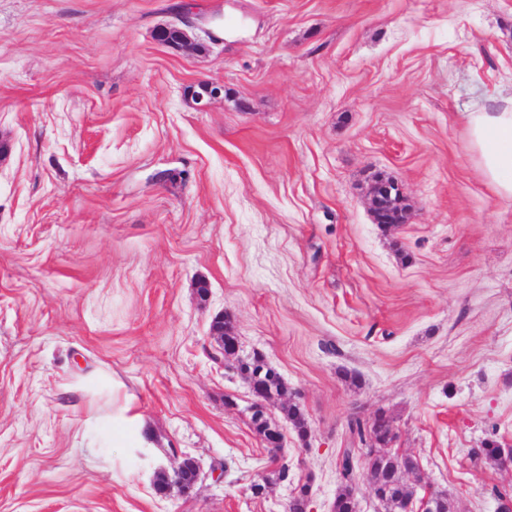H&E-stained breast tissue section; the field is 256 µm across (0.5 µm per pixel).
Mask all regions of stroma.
<instances>
[{"instance_id": "35a3bbf8", "label": "stroma", "mask_w": 512, "mask_h": 512, "mask_svg": "<svg viewBox=\"0 0 512 512\" xmlns=\"http://www.w3.org/2000/svg\"><path fill=\"white\" fill-rule=\"evenodd\" d=\"M198 48L156 39L177 0H0V512H331L348 422L386 411L454 512L512 474V201L463 116L512 91V0H194ZM223 85L196 108L198 80ZM397 180L407 223L367 192ZM208 295L199 298L198 282ZM263 354L309 428L288 480L248 382ZM113 377L157 441L106 448L82 378ZM199 467L164 490L169 447ZM385 190L390 192V186L377 183L370 191V205L374 222L384 226L405 224L407 222V212L401 218V212L393 211L391 207H387L380 194V191L386 194Z\"/></svg>"}]
</instances>
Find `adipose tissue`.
I'll use <instances>...</instances> for the list:
<instances>
[{
    "label": "adipose tissue",
    "mask_w": 512,
    "mask_h": 512,
    "mask_svg": "<svg viewBox=\"0 0 512 512\" xmlns=\"http://www.w3.org/2000/svg\"><path fill=\"white\" fill-rule=\"evenodd\" d=\"M464 122L481 179L495 196L512 199V96L492 98L489 106L467 113ZM108 397L113 447H142L133 399L116 385L109 388Z\"/></svg>",
    "instance_id": "adipose-tissue-1"
}]
</instances>
